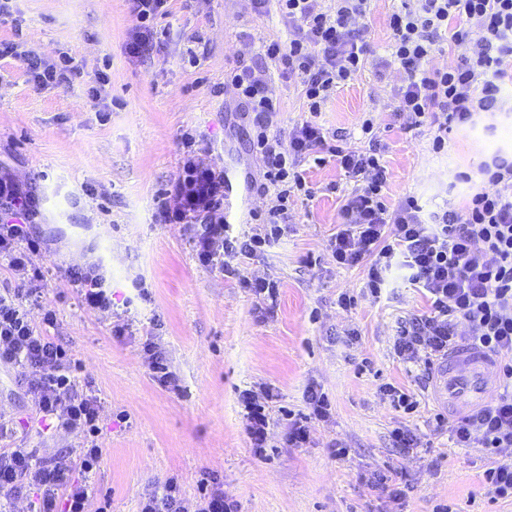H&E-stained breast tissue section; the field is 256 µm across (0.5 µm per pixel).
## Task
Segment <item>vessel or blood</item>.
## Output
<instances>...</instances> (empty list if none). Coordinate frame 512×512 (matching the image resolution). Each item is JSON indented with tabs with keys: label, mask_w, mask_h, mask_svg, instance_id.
Masks as SVG:
<instances>
[{
	"label": "vessel or blood",
	"mask_w": 512,
	"mask_h": 512,
	"mask_svg": "<svg viewBox=\"0 0 512 512\" xmlns=\"http://www.w3.org/2000/svg\"><path fill=\"white\" fill-rule=\"evenodd\" d=\"M248 184L242 183L235 168L224 170V218L234 222ZM492 357L472 346L453 350L434 381V399L452 411L467 410L484 404L494 389Z\"/></svg>",
	"instance_id": "vessel-or-blood-1"
}]
</instances>
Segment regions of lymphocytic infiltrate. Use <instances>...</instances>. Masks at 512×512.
Returning <instances> with one entry per match:
<instances>
[{
	"instance_id": "lymphocytic-infiltrate-1",
	"label": "lymphocytic infiltrate",
	"mask_w": 512,
	"mask_h": 512,
	"mask_svg": "<svg viewBox=\"0 0 512 512\" xmlns=\"http://www.w3.org/2000/svg\"><path fill=\"white\" fill-rule=\"evenodd\" d=\"M172 0H126L133 21L128 51L142 57L154 48L157 25L171 11ZM369 0H335L326 10L322 0H251L254 14L277 10L288 25L287 40H265L258 60L238 61L225 71L224 85L235 91L243 111L252 116V149L263 168L251 187L269 197L264 211L253 213L256 228L232 234L224 221V172L199 157V134L181 135L180 171L156 202L161 223L193 228L190 247L199 262L239 275L238 264L279 242L288 231L290 200L305 191L302 159L316 152L335 157L356 187L340 207L341 222L330 240L338 266L367 264L366 287L380 297L392 269L405 278L429 304L422 314L399 322L393 353L406 364L431 370L442 364L451 348L472 344L496 359L498 398L458 418L453 427L457 447L480 448L492 457L485 472L489 494L512 497V153L498 149L481 163L477 174L454 173L457 183L480 176L482 187L462 207L430 211L416 197L388 205L384 190L389 171L381 161L379 125L369 116L360 124L369 147L344 149L336 132L320 126L321 114L336 89L363 70L370 45L363 20ZM392 34L389 56L378 58L379 71L397 69L404 79L396 91V110L408 128L434 125V149H443L452 127L473 123L477 114L512 113L505 86H512V0H401L388 19ZM469 46L471 53L444 69L428 61L440 40ZM24 66L35 89L70 84L79 69L67 53L46 58L24 41H0V58ZM283 77H296L309 121L287 137L269 136L270 119L279 98L269 66ZM40 213L38 198L8 174H0V268L16 276V287L0 292V363L28 369L26 394L49 428L79 434L82 441L69 452L37 456L26 441L0 448V512H14L17 501L27 512H106L93 508L96 489L89 477L102 450L97 441L102 403L75 376L72 353L49 336L57 325L47 307L34 263L40 242L30 228ZM65 285L86 311L112 309V291L103 265L94 262L68 269ZM43 311L41 323L29 316ZM308 413L288 425L289 445L308 439L311 419L330 414L327 395L317 386L305 392ZM140 512H237V503L211 475L200 481V496L186 507L177 478L171 477L146 494Z\"/></svg>"
}]
</instances>
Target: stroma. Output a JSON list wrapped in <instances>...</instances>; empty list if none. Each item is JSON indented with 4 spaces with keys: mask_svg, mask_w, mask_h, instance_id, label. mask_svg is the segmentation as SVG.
<instances>
[{
    "mask_svg": "<svg viewBox=\"0 0 512 512\" xmlns=\"http://www.w3.org/2000/svg\"><path fill=\"white\" fill-rule=\"evenodd\" d=\"M399 5L370 4L366 35L376 57L390 52L388 18ZM18 7L29 47L49 58L68 53L81 67L70 86L37 90L19 61L0 59V167L40 200L34 231L47 245L40 264L54 270L99 261L112 288L113 313H91L78 309L60 277L42 283L57 315V340L72 350L81 380L104 405L103 454L93 479L99 495L110 496L112 512H139L145 494L171 477L195 502L206 472L223 483L238 512H512V498L487 493L489 460L455 448L437 425L440 407L421 368L392 354L398 322L426 311L425 298L403 284L373 300L366 267L333 260L328 241L355 187L333 159L304 162L312 196L295 198L288 234L248 260L240 276L202 265L191 252L189 226L155 220V200L180 169L184 131L212 143L205 163L259 172L250 122L222 83L238 56L256 55L260 39L286 37L281 18L255 16L249 0H174L161 22V49L138 61L126 49L132 21L125 0H20ZM191 49L200 54L194 67ZM100 72L109 76L112 97L105 121L87 103ZM269 76L282 91L272 128L286 132L308 114L299 89L286 88L277 69ZM402 81L396 70L376 76L374 60L367 61L319 122L356 148L361 120L375 111L390 173L388 203L414 195L461 206L481 181L455 185L453 173L476 170L498 144L512 143V120L498 118V139L479 127L453 128L445 148L434 151L431 126L406 128L392 110L391 90ZM244 275L274 279L276 303L242 288ZM137 279L149 297L123 307ZM344 292L354 299L347 309L338 304ZM120 312L131 323L125 336L111 332ZM149 337L162 348L176 388L154 380L142 351ZM26 375L0 366V417L38 452L77 446L76 435L38 419L22 386ZM384 383L417 393V410L392 408L379 391ZM310 385L327 393L331 413L312 421L308 442L293 448L286 415L306 411ZM246 389L270 395L260 456L245 431ZM398 426L417 437L412 452L393 448ZM388 469L397 474L400 499L370 482L372 473Z\"/></svg>",
    "mask_w": 512,
    "mask_h": 512,
    "instance_id": "1",
    "label": "stroma"
}]
</instances>
